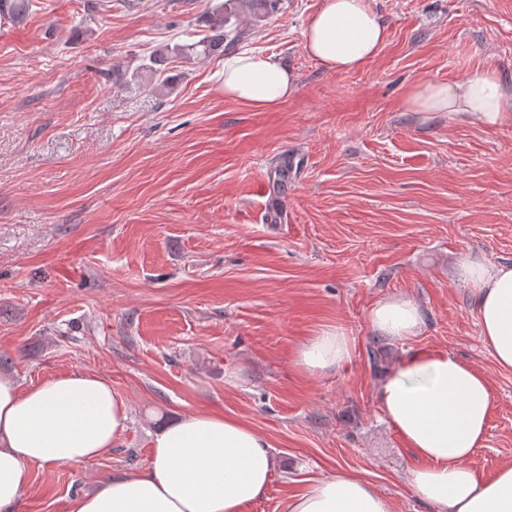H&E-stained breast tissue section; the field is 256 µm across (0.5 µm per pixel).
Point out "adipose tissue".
Wrapping results in <instances>:
<instances>
[{
	"instance_id": "1",
	"label": "adipose tissue",
	"mask_w": 512,
	"mask_h": 512,
	"mask_svg": "<svg viewBox=\"0 0 512 512\" xmlns=\"http://www.w3.org/2000/svg\"><path fill=\"white\" fill-rule=\"evenodd\" d=\"M302 36L307 56L340 73L373 60L388 29L368 0H322ZM218 77L226 99L257 109L276 108L296 90L292 71L259 54L225 59ZM403 104L488 127L512 121V89L480 67L451 85L415 84ZM461 276L484 344L498 366L512 370V262L471 260ZM369 324L380 336L407 340L420 332L422 314L412 298L392 297L373 308ZM350 354L347 336L328 328L302 342L295 360L321 374ZM376 401L419 462L410 479L416 495L436 512H512V464L491 478L468 465L491 410L487 379L473 365L448 351H413L384 373ZM129 419L126 400L99 376L71 373L23 389L0 375V512H16L32 466L94 462L119 441ZM277 466L270 443L247 423L191 412L156 433L146 465L76 496L71 512H242L263 495ZM288 512L392 510L371 483L339 473L290 497Z\"/></svg>"
}]
</instances>
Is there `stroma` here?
Masks as SVG:
<instances>
[{"label":"stroma","mask_w":512,"mask_h":512,"mask_svg":"<svg viewBox=\"0 0 512 512\" xmlns=\"http://www.w3.org/2000/svg\"><path fill=\"white\" fill-rule=\"evenodd\" d=\"M224 2L33 0L23 18L0 15V375L25 389L94 373L131 414L98 460L33 468L17 512H71L198 410L249 423L279 460L243 512H286L339 472L371 482L393 512H432L375 389L411 351L456 354L491 393L470 466L490 478L512 463V371L484 345L458 276L471 259L512 262V122L402 100L476 67L512 84V0H368L388 42L341 73L302 49L322 0L242 13L246 38L229 53L297 76L274 110L225 99L226 55L181 51ZM396 296L422 311L409 341L368 323ZM328 327L349 336V360L302 370L297 347Z\"/></svg>","instance_id":"35a3bbf8"}]
</instances>
